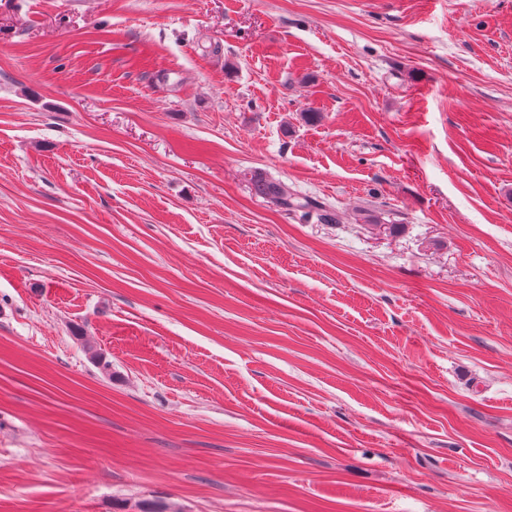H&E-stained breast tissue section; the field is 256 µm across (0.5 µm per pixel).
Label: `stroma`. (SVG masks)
Returning a JSON list of instances; mask_svg holds the SVG:
<instances>
[{
    "label": "stroma",
    "instance_id": "obj_1",
    "mask_svg": "<svg viewBox=\"0 0 512 512\" xmlns=\"http://www.w3.org/2000/svg\"><path fill=\"white\" fill-rule=\"evenodd\" d=\"M508 486L512 0H0V512ZM254 189L257 194L269 199L271 202L286 206L289 208L315 209L319 212V219L325 224L337 223V215L326 204L314 202L310 199L300 198L288 190V186L280 182L273 181L259 172H255L251 176Z\"/></svg>",
    "mask_w": 512,
    "mask_h": 512
}]
</instances>
